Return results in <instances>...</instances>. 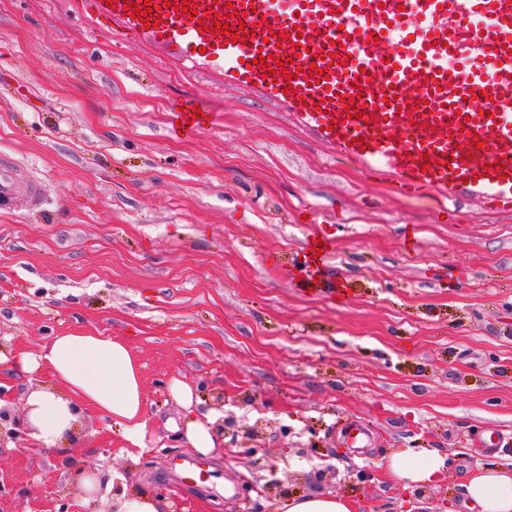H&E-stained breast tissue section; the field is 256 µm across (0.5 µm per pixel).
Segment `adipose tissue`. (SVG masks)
I'll use <instances>...</instances> for the list:
<instances>
[{
    "label": "adipose tissue",
    "instance_id": "adipose-tissue-1",
    "mask_svg": "<svg viewBox=\"0 0 512 512\" xmlns=\"http://www.w3.org/2000/svg\"><path fill=\"white\" fill-rule=\"evenodd\" d=\"M12 365L25 373L47 367L65 387L61 393L35 388L27 395L25 420L41 447L54 449L67 441L79 412L90 409L119 427L123 454L137 460L149 451L141 367L124 340L74 329L52 337L40 355L17 352ZM169 392L183 410L182 417L170 423L175 439L201 456L213 455L221 444L215 429L218 413L198 415L193 389L181 379L171 380ZM450 465L449 455L424 448H404L388 458L389 470L410 490L435 484ZM82 486L87 498L107 495L112 512H163L162 497L130 492L118 472L108 480L84 475ZM463 500L468 512H512V467L472 472L463 485Z\"/></svg>",
    "mask_w": 512,
    "mask_h": 512
}]
</instances>
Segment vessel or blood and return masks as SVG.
Masks as SVG:
<instances>
[{
	"label": "vessel or blood",
	"mask_w": 512,
	"mask_h": 512,
	"mask_svg": "<svg viewBox=\"0 0 512 512\" xmlns=\"http://www.w3.org/2000/svg\"><path fill=\"white\" fill-rule=\"evenodd\" d=\"M131 0H73L86 29H113L167 52L183 66L257 89L316 140L402 194L448 198L466 189L484 204L512 212V0H153L158 12L130 15ZM207 25L199 33V25ZM247 28L245 42L227 33ZM344 38L330 43L329 32ZM286 32L288 40L277 39ZM290 57L297 78L264 76L261 53ZM325 77L314 80L309 65ZM293 95H285V88ZM488 95L491 111L472 107ZM193 105L175 111L174 131L208 127ZM482 147H475V140ZM36 193L20 168L0 164V199ZM302 267L315 279L333 249L329 235L308 240Z\"/></svg>",
	"instance_id": "b4317fda"
}]
</instances>
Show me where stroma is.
<instances>
[{"mask_svg":"<svg viewBox=\"0 0 512 512\" xmlns=\"http://www.w3.org/2000/svg\"><path fill=\"white\" fill-rule=\"evenodd\" d=\"M188 101L213 119L192 138L171 131ZM1 163L41 193L0 201V355L76 328L124 339L152 451L130 462L117 428L82 412L64 449H0V512H108L80 470L122 472L165 512H274L290 494L465 512L468 473L512 458L475 441L512 434V213L463 191L431 223L435 194L394 195L263 96L179 69L110 23L81 27L70 0H0ZM324 232L334 248L308 294L299 253ZM173 377L199 412L223 414L217 455L173 439ZM355 426L366 447L346 443ZM399 448L457 462L414 492L386 466Z\"/></svg>","mask_w":512,"mask_h":512,"instance_id":"1","label":"stroma"}]
</instances>
